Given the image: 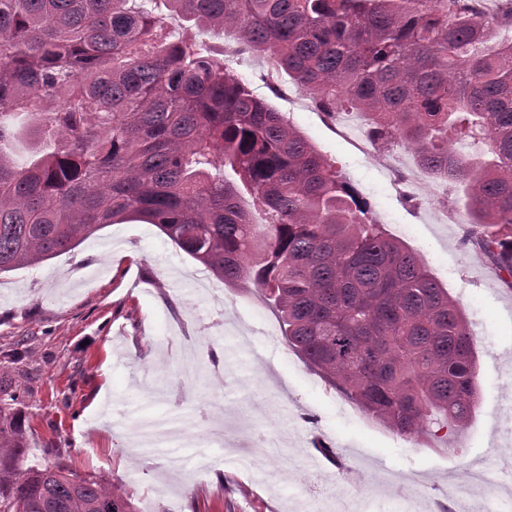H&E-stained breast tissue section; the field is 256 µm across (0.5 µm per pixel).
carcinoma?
I'll return each mask as SVG.
<instances>
[{
	"instance_id": "obj_1",
	"label": "carcinoma",
	"mask_w": 512,
	"mask_h": 512,
	"mask_svg": "<svg viewBox=\"0 0 512 512\" xmlns=\"http://www.w3.org/2000/svg\"><path fill=\"white\" fill-rule=\"evenodd\" d=\"M201 25L235 30L323 111L364 114L373 140L462 185L472 242L512 288V43L495 41L512 7L489 16L469 0H0V275L113 224H152L217 280L253 283L288 347L393 433L463 429L481 388L457 302L194 41ZM20 402L0 379V512H126L94 476L14 468Z\"/></svg>"
}]
</instances>
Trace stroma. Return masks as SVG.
<instances>
[{
  "label": "stroma",
  "instance_id": "1",
  "mask_svg": "<svg viewBox=\"0 0 512 512\" xmlns=\"http://www.w3.org/2000/svg\"><path fill=\"white\" fill-rule=\"evenodd\" d=\"M224 50L283 120L335 163L370 205L371 219L427 263L462 307L479 357L482 399L474 419L437 439L404 438L369 418L312 371L288 345L255 358L234 336L281 337L279 319L253 284H217L151 224H115L73 253L0 276V368L22 391L29 433L15 465L57 462L115 487L130 512H335L336 497L367 512H417L448 494L459 470L484 473L512 424V290L491 262L463 242L469 224L453 185L429 175L402 149L383 164L363 116L327 113L278 70L272 57L237 52L233 30L195 29ZM223 310L222 324L213 313ZM178 419L191 442L128 447L147 419ZM281 437L255 450L257 433ZM333 448L328 458L315 441ZM396 456L401 490L374 464ZM316 467H308L307 457ZM326 495L310 497L311 478Z\"/></svg>",
  "mask_w": 512,
  "mask_h": 512
}]
</instances>
